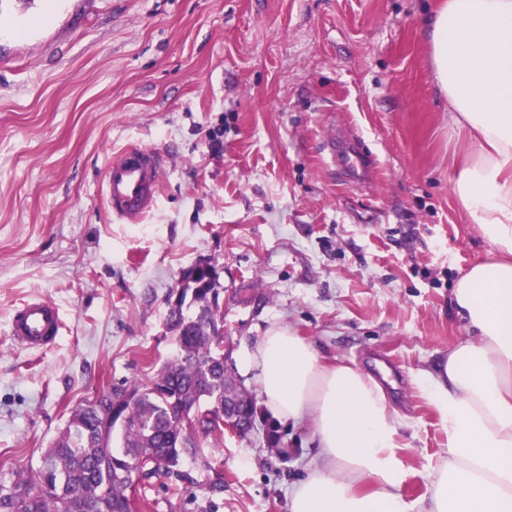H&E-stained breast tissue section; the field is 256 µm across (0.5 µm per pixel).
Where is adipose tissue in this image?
<instances>
[{
  "label": "adipose tissue",
  "mask_w": 512,
  "mask_h": 512,
  "mask_svg": "<svg viewBox=\"0 0 512 512\" xmlns=\"http://www.w3.org/2000/svg\"><path fill=\"white\" fill-rule=\"evenodd\" d=\"M424 34L450 123L470 135L451 190L492 248L454 290L471 337L425 374L446 458L428 497L406 501L397 491L399 418L382 387L327 364L287 328H269L243 370L271 415L308 419L317 444L290 512H512V0H438Z\"/></svg>",
  "instance_id": "obj_1"
}]
</instances>
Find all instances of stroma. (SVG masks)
<instances>
[{"instance_id":"obj_1","label":"stroma","mask_w":512,"mask_h":512,"mask_svg":"<svg viewBox=\"0 0 512 512\" xmlns=\"http://www.w3.org/2000/svg\"><path fill=\"white\" fill-rule=\"evenodd\" d=\"M433 4L0 0L1 471L37 466L102 391L155 376L167 297L205 258L234 364L280 325L374 377L400 417L399 492L428 493L447 435L419 374L467 336L454 286L490 251L448 182L464 133L421 32ZM334 123L372 158L371 187L325 165ZM132 145L166 166L154 209L123 224L103 181ZM34 298L63 318L41 351L9 331ZM279 432L284 459L258 432L199 439L211 470L185 459L190 481L153 479L137 512H289L316 443L303 421Z\"/></svg>"}]
</instances>
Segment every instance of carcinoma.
I'll return each mask as SVG.
<instances>
[{
    "instance_id": "carcinoma-1",
    "label": "carcinoma",
    "mask_w": 512,
    "mask_h": 512,
    "mask_svg": "<svg viewBox=\"0 0 512 512\" xmlns=\"http://www.w3.org/2000/svg\"><path fill=\"white\" fill-rule=\"evenodd\" d=\"M179 303L169 305L166 326L174 354L147 383L111 387L115 407L98 400L71 412L65 428L45 449L37 468L11 467L0 477V512H132L141 490L161 474L189 479L187 457L199 459L197 439L224 437V390L229 354L215 343L209 319L211 297L224 295L217 279L201 274L182 279ZM197 408V427H178L177 405ZM240 431L255 425L268 432L278 453L276 426L260 418L250 392L239 400ZM120 434L121 449L112 448Z\"/></svg>"
}]
</instances>
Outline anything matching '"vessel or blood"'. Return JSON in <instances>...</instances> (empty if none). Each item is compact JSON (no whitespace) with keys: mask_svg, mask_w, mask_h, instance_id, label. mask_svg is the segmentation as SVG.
I'll return each instance as SVG.
<instances>
[{"mask_svg":"<svg viewBox=\"0 0 512 512\" xmlns=\"http://www.w3.org/2000/svg\"><path fill=\"white\" fill-rule=\"evenodd\" d=\"M326 150L329 166L346 180H368L371 164L356 140L333 136ZM164 164L160 152L145 146L130 147L112 160L105 175L104 195L113 219L132 224L154 208ZM61 327L59 308L53 302L33 299L14 310L10 335L18 346L38 351L55 343Z\"/></svg>","mask_w":512,"mask_h":512,"instance_id":"obj_1","label":"vessel or blood"}]
</instances>
